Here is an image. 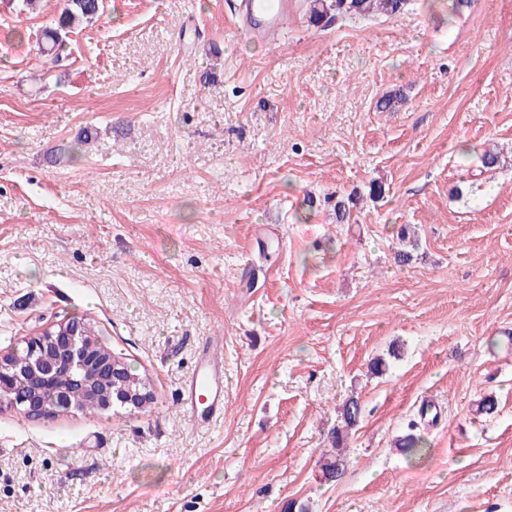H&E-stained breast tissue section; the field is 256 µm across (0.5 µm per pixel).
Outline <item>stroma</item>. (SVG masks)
Instances as JSON below:
<instances>
[{
  "mask_svg": "<svg viewBox=\"0 0 512 512\" xmlns=\"http://www.w3.org/2000/svg\"><path fill=\"white\" fill-rule=\"evenodd\" d=\"M293 2L273 47L236 0H106L53 68L37 39L64 0H0V353L76 317L153 395L0 406V512H512V0L318 27ZM206 343L224 413L199 428L180 393ZM362 415V405L360 400L355 396H350L343 403L340 416L341 426H336L331 433V442L335 451H330L329 457H326V461L322 468L323 476L331 481L339 479L345 469V461L339 453L342 447L345 433L353 429L360 421Z\"/></svg>",
  "mask_w": 512,
  "mask_h": 512,
  "instance_id": "obj_1",
  "label": "stroma"
}]
</instances>
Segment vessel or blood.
I'll return each instance as SVG.
<instances>
[{"instance_id": "1", "label": "vessel or blood", "mask_w": 512, "mask_h": 512, "mask_svg": "<svg viewBox=\"0 0 512 512\" xmlns=\"http://www.w3.org/2000/svg\"><path fill=\"white\" fill-rule=\"evenodd\" d=\"M288 0H239L238 31L246 37H259L278 44L288 23ZM182 400L192 409L196 424L210 423L224 411V361L211 348H204L195 369L182 389Z\"/></svg>"}]
</instances>
